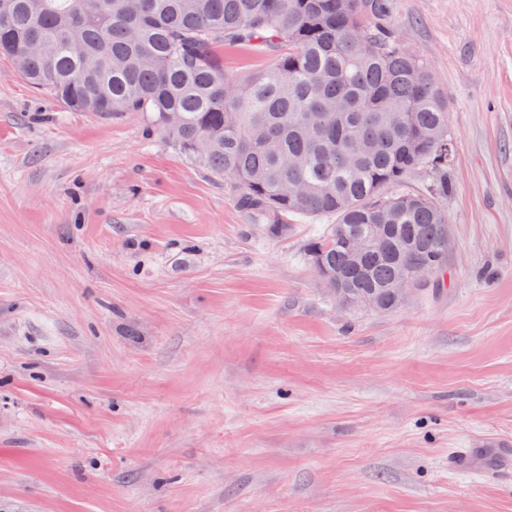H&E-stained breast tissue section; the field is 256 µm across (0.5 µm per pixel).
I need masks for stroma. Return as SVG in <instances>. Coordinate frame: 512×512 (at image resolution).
Here are the masks:
<instances>
[{
    "instance_id": "obj_1",
    "label": "stroma",
    "mask_w": 512,
    "mask_h": 512,
    "mask_svg": "<svg viewBox=\"0 0 512 512\" xmlns=\"http://www.w3.org/2000/svg\"><path fill=\"white\" fill-rule=\"evenodd\" d=\"M382 3L453 145L448 285L384 312L0 55V512H512V0Z\"/></svg>"
}]
</instances>
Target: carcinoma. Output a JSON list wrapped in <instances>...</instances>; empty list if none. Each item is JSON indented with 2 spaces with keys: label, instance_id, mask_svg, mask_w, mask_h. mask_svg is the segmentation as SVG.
Here are the masks:
<instances>
[{
  "label": "carcinoma",
  "instance_id": "cac0c4a2",
  "mask_svg": "<svg viewBox=\"0 0 512 512\" xmlns=\"http://www.w3.org/2000/svg\"><path fill=\"white\" fill-rule=\"evenodd\" d=\"M0 54L38 91L85 112H144L272 234L332 219L306 256L345 306L385 311L424 266L448 272V96L377 27L379 0H0ZM268 59L246 81L217 47ZM364 141L367 150L353 152ZM421 169L424 193L395 191ZM301 183L298 200L284 185ZM355 238L378 245L356 255Z\"/></svg>",
  "mask_w": 512,
  "mask_h": 512
}]
</instances>
